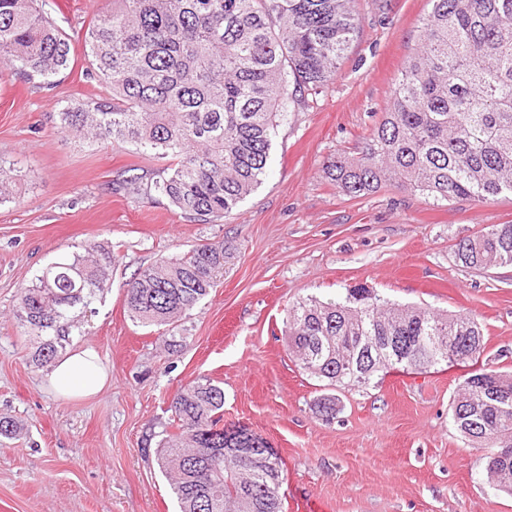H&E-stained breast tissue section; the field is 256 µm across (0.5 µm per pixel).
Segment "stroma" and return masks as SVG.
Here are the masks:
<instances>
[{
  "label": "stroma",
  "mask_w": 512,
  "mask_h": 512,
  "mask_svg": "<svg viewBox=\"0 0 512 512\" xmlns=\"http://www.w3.org/2000/svg\"><path fill=\"white\" fill-rule=\"evenodd\" d=\"M431 7L356 0L360 33L333 82L281 117L268 176L229 216L200 224L125 189L132 175L150 184L162 160L59 130L64 102L108 92L89 77L81 35L112 0H47L72 38L70 70L0 80V168L12 176L0 204V416L22 427L0 438V512H178L153 450L172 397L201 378L224 390L225 427L277 451L284 512H512V496L489 483L487 449L468 447L452 423L466 367L336 388V417L325 421L314 408L323 387L288 351L293 304L363 285L394 304L475 316L480 366L512 373V267L477 272L455 255L462 238L512 224V196L436 203L387 185L352 198L323 172L328 159L357 155L381 122ZM218 241L224 275L176 323L183 345L168 352L155 327L131 321L127 284L158 259ZM90 242L111 250V281L80 312L69 346L96 350L111 379L92 397L65 399L33 365L12 310L36 274Z\"/></svg>",
  "instance_id": "35a3bbf8"
}]
</instances>
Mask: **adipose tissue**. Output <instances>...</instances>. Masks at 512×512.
<instances>
[{"mask_svg":"<svg viewBox=\"0 0 512 512\" xmlns=\"http://www.w3.org/2000/svg\"><path fill=\"white\" fill-rule=\"evenodd\" d=\"M108 371L96 351L82 349L59 359L48 376L51 389L64 398H82L100 391Z\"/></svg>","mask_w":512,"mask_h":512,"instance_id":"ef3b65f1","label":"adipose tissue"}]
</instances>
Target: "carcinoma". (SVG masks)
<instances>
[{"instance_id":"carcinoma-1","label":"carcinoma","mask_w":512,"mask_h":512,"mask_svg":"<svg viewBox=\"0 0 512 512\" xmlns=\"http://www.w3.org/2000/svg\"><path fill=\"white\" fill-rule=\"evenodd\" d=\"M419 41L394 83L383 119L359 156L327 161V177L350 197L383 184L435 202L484 204L512 195V0H431ZM44 0H0V79H50L70 67V38ZM359 32L354 0H112L89 26L85 48L109 87L58 113L75 137L128 143L170 165L151 189L209 224L229 215L262 183L278 118L296 93L334 79ZM473 270L512 266V224H493L456 244ZM224 244L161 258L128 284L133 320L171 326L224 274ZM112 253L90 243L23 289L14 316L39 339L32 363L50 371L87 308L109 281ZM447 337V357L429 341ZM483 330L468 314L389 304L365 288L288 311V349L328 386L365 388L390 372H426L478 361ZM455 429L471 448L495 447L487 470L512 495V374L478 369L452 403ZM173 431L157 444L179 512H283L277 479L248 482L249 465L224 456L225 442L257 437L224 427V389L203 378L172 399Z\"/></svg>"}]
</instances>
